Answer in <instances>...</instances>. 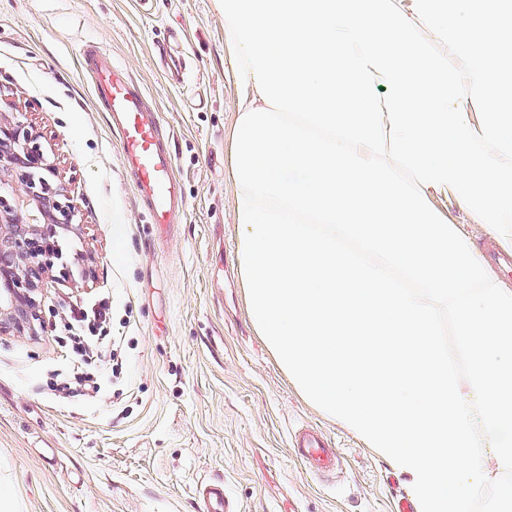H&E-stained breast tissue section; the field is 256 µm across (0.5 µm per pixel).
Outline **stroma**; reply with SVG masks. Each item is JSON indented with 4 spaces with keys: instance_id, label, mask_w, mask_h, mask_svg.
<instances>
[{
    "instance_id": "35a3bbf8",
    "label": "stroma",
    "mask_w": 512,
    "mask_h": 512,
    "mask_svg": "<svg viewBox=\"0 0 512 512\" xmlns=\"http://www.w3.org/2000/svg\"><path fill=\"white\" fill-rule=\"evenodd\" d=\"M178 44L170 80L155 54ZM124 64L174 136L187 208L167 232L149 224L120 163L79 49ZM220 0H0V111L35 125L85 213L83 285L50 281L43 327L0 335V488L19 512H204L220 480L236 512H399L405 475L308 403L252 326L238 261L230 133L244 100L230 76ZM431 204L480 247L493 244L456 198ZM107 301L123 338L95 374L97 397L61 400L67 308ZM337 449L316 473L291 443L303 426Z\"/></svg>"
}]
</instances>
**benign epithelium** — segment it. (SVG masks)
Listing matches in <instances>:
<instances>
[{
	"label": "benign epithelium",
	"mask_w": 512,
	"mask_h": 512,
	"mask_svg": "<svg viewBox=\"0 0 512 512\" xmlns=\"http://www.w3.org/2000/svg\"><path fill=\"white\" fill-rule=\"evenodd\" d=\"M51 164L42 135L18 116L0 113V334L34 335L41 316L44 280L71 281L87 277L61 262L48 239V230L78 232L84 213L62 185L51 176Z\"/></svg>",
	"instance_id": "benign-epithelium-1"
}]
</instances>
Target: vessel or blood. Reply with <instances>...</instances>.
<instances>
[{
    "instance_id": "1",
    "label": "vessel or blood",
    "mask_w": 512,
    "mask_h": 512,
    "mask_svg": "<svg viewBox=\"0 0 512 512\" xmlns=\"http://www.w3.org/2000/svg\"><path fill=\"white\" fill-rule=\"evenodd\" d=\"M85 69L92 79L97 102L108 113L121 145V164L132 177L135 194L150 223H178L187 201L184 187L174 174L175 154L171 134L161 122L157 108L126 67L113 61L101 45L83 48ZM301 458L318 467H328L333 453L316 434H303L295 449ZM205 512H231L223 482H210L201 489Z\"/></svg>"
}]
</instances>
